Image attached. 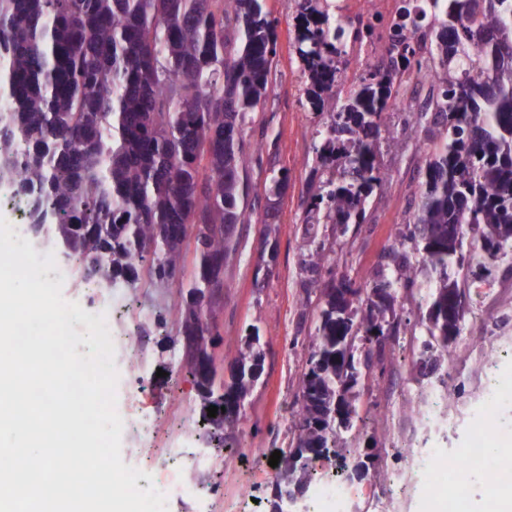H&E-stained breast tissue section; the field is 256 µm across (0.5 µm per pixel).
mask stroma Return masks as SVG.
Returning a JSON list of instances; mask_svg holds the SVG:
<instances>
[{"label":"stroma","instance_id":"1","mask_svg":"<svg viewBox=\"0 0 512 512\" xmlns=\"http://www.w3.org/2000/svg\"><path fill=\"white\" fill-rule=\"evenodd\" d=\"M276 20L277 44L268 90L241 136L252 184L249 202L252 218L237 225L238 252L224 263V299L217 318L220 343L215 350L220 378H228L250 328H258L265 352L263 375L248 395L238 420L225 430L226 442L189 434L183 441L188 454L208 456L204 469L187 468L185 495L169 498L167 512H270L274 477L266 460L288 442L296 413L298 380L307 358L305 343H294L301 326H314L316 308L304 306L300 261L302 220L319 177L314 172V130L323 116L305 111L301 104L299 61L294 50L293 0H265ZM438 142L433 125L404 123L401 112L382 117L375 142L383 177L367 205L361 223L351 225L346 236L329 245L334 274L359 287L369 283L381 256L394 245L410 217L425 183V153ZM287 169L288 184L280 193L276 216H268L264 185L272 171ZM275 229V258L263 253L261 232L265 224ZM423 280L413 296L398 301L402 336L427 337V293ZM131 291L139 310L132 320L112 324L115 335L135 332L140 338V357L128 367L122 352H115L118 372L116 410L127 416L130 409L150 415L161 428L154 459H161L169 434L180 413L201 415L196 380L184 372L180 382L169 373L185 364L183 344L175 334L183 297L176 289L150 287L140 278L135 289L125 283L110 288L99 285L100 296L111 290ZM462 330L450 347L446 365L434 373L421 370L410 346L387 342L382 353L385 370L356 387L355 405L360 415L356 427L337 434L338 445L349 447L346 463L361 468L352 483L361 494L348 504V512H424L423 493L412 490L395 498L393 482L403 462L397 456V440L413 437L420 447L439 454L468 441L470 422L488 412L490 422L512 420V404L489 411L479 394V382L490 368L512 379V263L497 262L486 282H466L462 294ZM164 309L166 325H157L155 309ZM138 376L143 391L137 405H130V376ZM409 386L406 395L391 397L393 376ZM437 392L455 417L449 430L431 435L417 427L415 402L419 394Z\"/></svg>","mask_w":512,"mask_h":512}]
</instances>
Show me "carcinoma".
I'll return each instance as SVG.
<instances>
[{
    "mask_svg": "<svg viewBox=\"0 0 512 512\" xmlns=\"http://www.w3.org/2000/svg\"><path fill=\"white\" fill-rule=\"evenodd\" d=\"M424 25L401 6L392 20L388 67L355 80L331 120L315 130L316 158L327 173L305 211L301 262L304 302L332 274L317 227L346 234L365 216L382 177L373 143L384 112L399 96L398 76L435 70L430 109L443 124L425 159L427 179L398 243L382 256L355 306L360 335L397 336L396 303L425 273L435 279L428 331L433 356L446 360L459 330L448 315V290L460 289L449 266L473 279L485 259L512 247V0H427ZM295 42L307 111L335 96L331 80L360 28L326 0H294ZM276 55L274 20L263 0H0V188L21 197L31 229L54 226L82 276L136 286L147 267L159 288L184 295L180 322L198 319L197 290L224 288V261L238 249L227 226L250 220L253 186L243 164L240 129L266 94ZM204 224L195 272L184 273L186 227ZM469 246V255L463 254ZM421 253L413 262L408 248ZM392 291L383 309L371 290ZM318 321L307 336L292 440L280 449L275 486L306 472L289 467L338 455L336 430L313 426L336 406V380L317 373L336 353L348 319L336 295L320 293ZM254 385L232 373L224 403L200 392L212 429L231 421L233 403ZM225 406L208 416L209 406Z\"/></svg>",
    "mask_w": 512,
    "mask_h": 512,
    "instance_id": "cac0c4a2",
    "label": "carcinoma"
}]
</instances>
